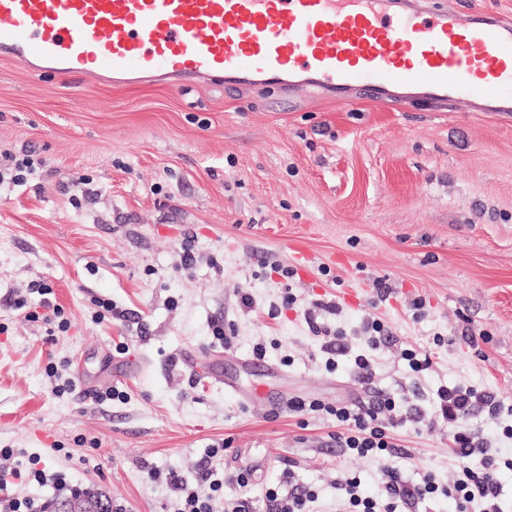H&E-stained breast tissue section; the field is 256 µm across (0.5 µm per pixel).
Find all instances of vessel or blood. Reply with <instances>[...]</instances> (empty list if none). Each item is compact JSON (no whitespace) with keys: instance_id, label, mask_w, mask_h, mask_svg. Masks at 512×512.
Masks as SVG:
<instances>
[{"instance_id":"vessel-or-blood-1","label":"vessel or blood","mask_w":512,"mask_h":512,"mask_svg":"<svg viewBox=\"0 0 512 512\" xmlns=\"http://www.w3.org/2000/svg\"><path fill=\"white\" fill-rule=\"evenodd\" d=\"M0 57L115 87H356L399 108L468 97L512 112V24L418 0H0Z\"/></svg>"}]
</instances>
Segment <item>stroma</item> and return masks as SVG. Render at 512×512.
<instances>
[{
	"mask_svg": "<svg viewBox=\"0 0 512 512\" xmlns=\"http://www.w3.org/2000/svg\"><path fill=\"white\" fill-rule=\"evenodd\" d=\"M29 151L45 167L0 183V448L41 455L112 512H176L169 474L192 483L205 463L250 469L248 487L224 494L253 512H270L266 488L293 483L316 491L312 512H340L337 482L380 496L386 463L444 484L451 425L395 429L409 456L385 463L336 447L334 419L301 420L289 400L380 392L428 410L439 387L473 386L512 401V114L460 98L337 104L314 88L285 100L218 82L115 89L0 57V162ZM301 246L312 262L299 273ZM35 283L68 332L15 308L39 302ZM97 298L115 308L100 323ZM372 320L393 341L364 388L350 370ZM218 325L233 328L230 346ZM327 330L350 347L333 370ZM472 332L487 336L475 349ZM405 349L431 367L412 372ZM51 362L86 383L56 396ZM110 387L124 399L96 401Z\"/></svg>",
	"mask_w": 512,
	"mask_h": 512,
	"instance_id": "obj_1",
	"label": "stroma"
}]
</instances>
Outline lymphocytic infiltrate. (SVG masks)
I'll return each instance as SVG.
<instances>
[{
  "mask_svg": "<svg viewBox=\"0 0 512 512\" xmlns=\"http://www.w3.org/2000/svg\"><path fill=\"white\" fill-rule=\"evenodd\" d=\"M292 411L322 412L336 420L337 447L360 457H395L397 444L390 439L391 430L406 422L431 424L445 419L454 421L476 415L486 410L490 416L512 414V404H505L494 392L472 387H441L436 392L433 412L410 411L390 397L381 396L368 406L326 404L320 401L292 400ZM455 476L448 484L440 485L427 477L419 483L405 480L401 473L383 467L382 496L375 499L359 493V483L348 479L340 483V497L345 503L344 512H417L419 504L441 495L454 500L457 512H502L498 505L502 487L497 474L500 468L512 469V458L500 459L490 455L485 438L477 432H457L452 436ZM26 485L50 484L57 491L77 493L66 474L51 469L40 457L29 458L25 468H14L0 476V512H47L48 505L11 492L13 483ZM170 489L179 499L177 512H212V502L224 491V475L215 469L202 468L196 487L178 475L168 478Z\"/></svg>",
  "mask_w": 512,
  "mask_h": 512,
  "instance_id": "f902f5d3",
  "label": "lymphocytic infiltrate"
}]
</instances>
